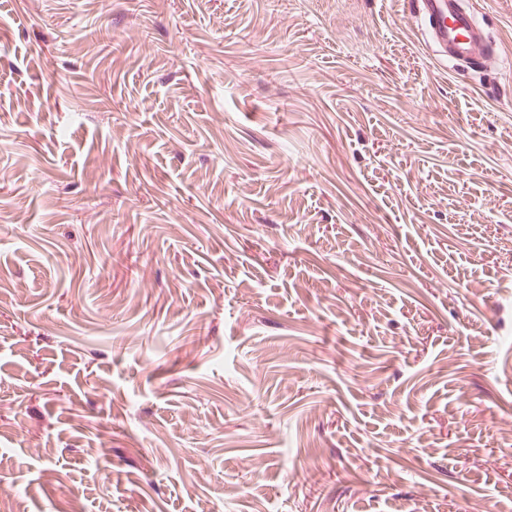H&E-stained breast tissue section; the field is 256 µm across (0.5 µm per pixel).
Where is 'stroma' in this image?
Segmentation results:
<instances>
[{
  "instance_id": "1",
  "label": "stroma",
  "mask_w": 512,
  "mask_h": 512,
  "mask_svg": "<svg viewBox=\"0 0 512 512\" xmlns=\"http://www.w3.org/2000/svg\"><path fill=\"white\" fill-rule=\"evenodd\" d=\"M0 0V512H512V0ZM425 22L424 43L454 68L487 69L499 52L462 0H413Z\"/></svg>"
}]
</instances>
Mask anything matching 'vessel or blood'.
I'll return each instance as SVG.
<instances>
[{"mask_svg":"<svg viewBox=\"0 0 512 512\" xmlns=\"http://www.w3.org/2000/svg\"><path fill=\"white\" fill-rule=\"evenodd\" d=\"M413 3L425 22V45L434 47L445 62L467 70L486 69L497 62L496 46L463 0H413Z\"/></svg>","mask_w":512,"mask_h":512,"instance_id":"vessel-or-blood-1","label":"vessel or blood"}]
</instances>
